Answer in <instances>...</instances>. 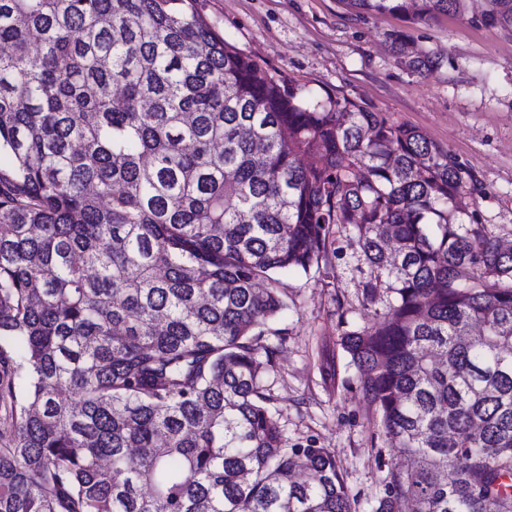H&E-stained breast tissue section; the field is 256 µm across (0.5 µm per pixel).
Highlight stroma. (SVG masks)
Segmentation results:
<instances>
[{"instance_id": "35a3bbf8", "label": "stroma", "mask_w": 512, "mask_h": 512, "mask_svg": "<svg viewBox=\"0 0 512 512\" xmlns=\"http://www.w3.org/2000/svg\"><path fill=\"white\" fill-rule=\"evenodd\" d=\"M225 41L314 94L345 96L415 126L479 180L469 201L493 235L512 240V31L442 15H360L345 0H194ZM438 66L415 71L412 56ZM330 267L283 276L288 308L261 385L288 445L328 449L355 512H371L389 468L405 460L380 434L339 334L383 321L392 293L365 302V264L346 234Z\"/></svg>"}]
</instances>
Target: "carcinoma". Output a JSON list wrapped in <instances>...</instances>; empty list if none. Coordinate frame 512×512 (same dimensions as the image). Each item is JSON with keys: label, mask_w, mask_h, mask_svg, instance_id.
Returning <instances> with one entry per match:
<instances>
[{"label": "carcinoma", "mask_w": 512, "mask_h": 512, "mask_svg": "<svg viewBox=\"0 0 512 512\" xmlns=\"http://www.w3.org/2000/svg\"><path fill=\"white\" fill-rule=\"evenodd\" d=\"M485 4L471 23L511 31L512 0ZM0 46V512H354L261 389L278 275L330 263L335 224L365 300L394 293L340 339L409 460L372 512H512V246L454 155L188 0H0Z\"/></svg>", "instance_id": "cac0c4a2"}]
</instances>
